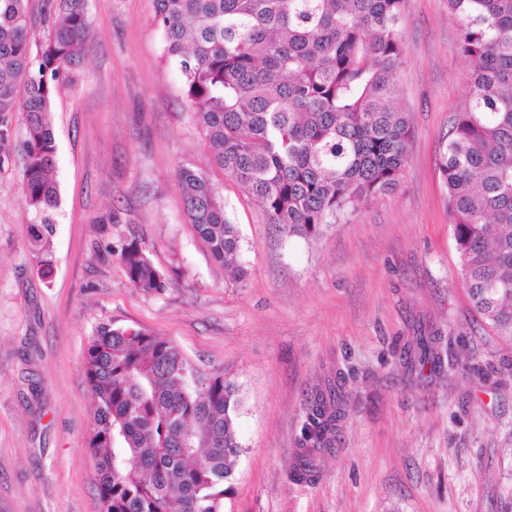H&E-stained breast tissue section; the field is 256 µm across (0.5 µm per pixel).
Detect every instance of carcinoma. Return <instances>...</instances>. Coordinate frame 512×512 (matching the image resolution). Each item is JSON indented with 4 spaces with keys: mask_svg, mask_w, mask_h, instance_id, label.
<instances>
[{
    "mask_svg": "<svg viewBox=\"0 0 512 512\" xmlns=\"http://www.w3.org/2000/svg\"><path fill=\"white\" fill-rule=\"evenodd\" d=\"M166 54L224 171L290 237L329 225L394 189L407 162L409 113L396 104L405 0H156ZM470 88L438 168L448 197L459 279L476 310L512 340V0H448ZM47 38H33L28 0H0V167L22 161L21 190L37 221L29 249L51 274L59 206L50 114L56 89L85 54L87 0H42ZM26 137L14 140L16 118ZM189 223L213 259L238 263L241 238L207 176L176 172ZM146 294L168 287L148 250H112ZM415 365L442 361L419 337ZM94 400L89 443L100 512H224L239 457L242 406L222 370L195 369L170 340L103 326L84 352ZM336 371L309 406L291 479L313 485L317 454L345 418Z\"/></svg>",
    "mask_w": 512,
    "mask_h": 512,
    "instance_id": "obj_1",
    "label": "carcinoma"
}]
</instances>
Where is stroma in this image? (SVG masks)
I'll return each instance as SVG.
<instances>
[{
    "mask_svg": "<svg viewBox=\"0 0 512 512\" xmlns=\"http://www.w3.org/2000/svg\"><path fill=\"white\" fill-rule=\"evenodd\" d=\"M155 0H88L86 54L55 97L60 206L53 273L28 248L21 165L0 168V512H99L88 442V338L137 326L241 390L245 448L224 512H512V343L458 279L440 142L470 65L448 0H406L398 103L412 138L398 187L308 242L267 224L225 173L186 104ZM203 171L241 235L245 282L188 224L175 172ZM137 239L169 274L134 288L115 245ZM415 336L470 377L400 359ZM346 417L319 479L289 472L308 407L335 369Z\"/></svg>",
    "mask_w": 512,
    "mask_h": 512,
    "instance_id": "obj_1",
    "label": "stroma"
}]
</instances>
